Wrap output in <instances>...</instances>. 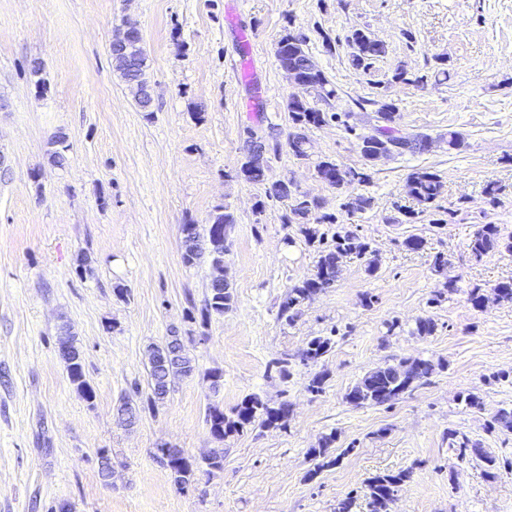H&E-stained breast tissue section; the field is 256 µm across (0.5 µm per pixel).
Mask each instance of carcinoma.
Instances as JSON below:
<instances>
[{"label":"carcinoma","instance_id":"carcinoma-1","mask_svg":"<svg viewBox=\"0 0 512 512\" xmlns=\"http://www.w3.org/2000/svg\"><path fill=\"white\" fill-rule=\"evenodd\" d=\"M349 42L354 47L350 64L355 69H366L373 60L383 56L386 48L382 41L375 39L362 28L352 30ZM278 65L283 69L294 71L295 79L304 91V95H291L287 101V111L294 131L289 146L293 155L298 159L307 157L308 144L306 130L312 126H320L332 120H339L351 113L340 115L337 112H324L310 104L306 94H313L324 101L337 95L335 87L323 71L311 64L310 55L306 49L304 36L284 30L279 38L275 50ZM375 121L378 124L382 140L375 144L363 143L359 145L360 153L367 162H372V155L378 147L386 145L395 146V154L400 156L408 152L422 151L427 147L428 136L420 133H403L396 128L398 108L392 101H376ZM267 168L252 157H245L239 168V176L252 183H264L267 180ZM317 176L329 186L340 188L355 182L366 181L367 174L355 168H343L335 161L326 159L316 164ZM409 196L426 211L434 207L441 193V183L437 174L428 171H416L409 175L407 180ZM267 198L273 201L288 202L289 215L285 216L288 223L301 224V232L306 242L317 240V230L306 226L310 216L321 208L319 199L307 196L292 189L291 183L275 181L266 189ZM235 223L232 213L219 207L212 214L210 223L205 229L197 224H184L182 231L188 233L184 245L188 250L209 241L212 234L218 230L224 232L228 225ZM369 244L365 242L355 230L340 226L332 238V244L322 248L316 264L315 273L288 288V292L280 305V317L292 321L297 315V307L310 297L324 292L334 286L339 274L341 258L355 256L363 258L367 254ZM469 250L471 256L480 261L484 257L496 252L512 253V235L501 234L498 225L482 224L474 232ZM512 302V279L496 283L490 294H485L480 288H474L469 294L471 305L477 309L484 307L485 303ZM233 305V295L229 285L210 292L205 299L203 313L222 315ZM172 346V356L166 368H159L153 363V356L160 348ZM331 349V339L315 337L308 342L307 348L300 354V361L305 364H316ZM70 381L88 398L92 397V389L85 380L82 356L65 360ZM434 366L422 359L401 361L397 365H384L367 372L345 395L346 401L356 407L382 406L397 400L414 384L428 378ZM194 366L191 358L185 351V346L178 343V336L171 335L161 344H153L148 354V388L151 397L147 403L151 406L165 398L169 391V378L171 375H189L193 373ZM289 410L285 403L271 406L257 396L243 399L230 413L217 405H210L206 412V424L211 435L219 440L238 434L244 429L258 425L271 427L287 421ZM336 441L333 434L323 436L318 446L311 448L308 454L318 461L316 468L309 471V477H314L323 464L319 459L328 457L329 448ZM161 460L169 469L173 482L181 490L195 481L197 465L189 456L178 448L158 449ZM409 477V472L401 471L397 474H378L370 478L368 488L370 491L371 512H382L386 503L395 492V488Z\"/></svg>","mask_w":512,"mask_h":512}]
</instances>
